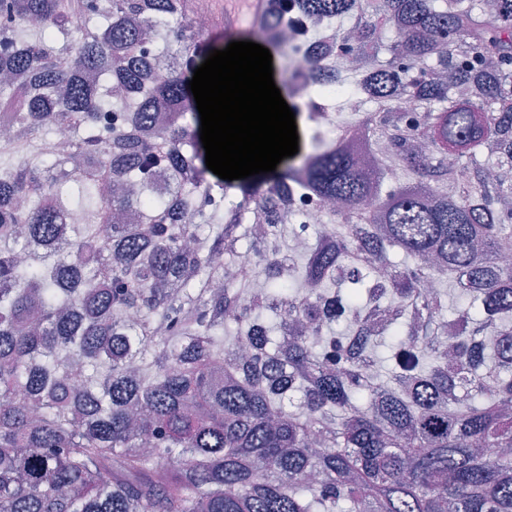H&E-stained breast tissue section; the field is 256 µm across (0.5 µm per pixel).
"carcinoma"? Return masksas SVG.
<instances>
[{"instance_id":"1","label":"carcinoma","mask_w":512,"mask_h":512,"mask_svg":"<svg viewBox=\"0 0 512 512\" xmlns=\"http://www.w3.org/2000/svg\"><path fill=\"white\" fill-rule=\"evenodd\" d=\"M437 2L293 0L320 48L303 73L270 13L284 95L359 119L228 185L188 87V0H0L19 78L0 86V512H512V0ZM75 14L104 25L79 36ZM341 17L369 70L332 89ZM59 125L78 169L29 158ZM360 127L386 143L371 166ZM72 183L85 220L64 236ZM329 199L312 244L300 220ZM446 281L469 299L450 316Z\"/></svg>"}]
</instances>
